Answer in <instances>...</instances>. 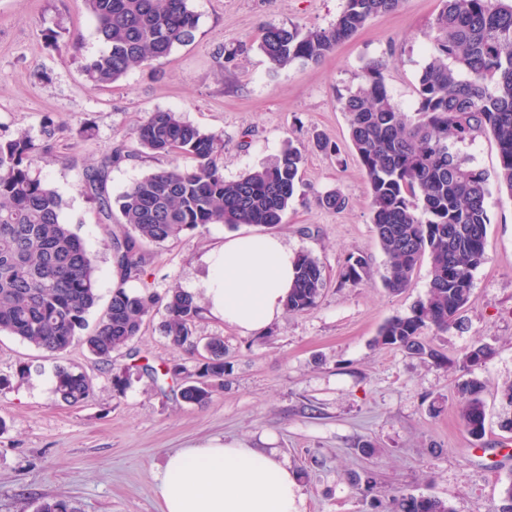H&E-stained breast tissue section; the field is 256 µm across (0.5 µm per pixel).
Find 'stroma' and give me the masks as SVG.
Returning a JSON list of instances; mask_svg holds the SVG:
<instances>
[{"label": "stroma", "mask_w": 512, "mask_h": 512, "mask_svg": "<svg viewBox=\"0 0 512 512\" xmlns=\"http://www.w3.org/2000/svg\"><path fill=\"white\" fill-rule=\"evenodd\" d=\"M345 0H189L197 18L192 42L118 83L92 85L81 65L106 46L81 0H0V133L41 140L46 121L59 128L33 177L63 199L61 218L85 242L98 266L96 323L113 289L106 230L80 190L84 170L111 148L127 157L113 165L107 188L119 196L144 175L191 158L142 154L135 139L148 113L172 110L224 141L223 172L235 180L273 162L286 144L304 155L302 181L283 224L275 227L296 253L325 268L315 308L284 313L263 333L244 335L204 317L195 334L224 340V385L202 405L185 402L183 382L133 372L124 393L111 373L128 366L125 353L99 362L80 344L48 358L31 344L0 333V512H35L47 499L77 512H160L154 473L173 450L213 438L237 439L275 452L296 474L305 512H371L406 491L437 497L453 512H498L512 479V432L500 391L512 383V197L491 190L484 260L475 271L460 326L425 339L442 361L420 359L378 344L380 326L408 314L423 298L429 264L410 288H384L385 261L371 223L369 187L350 148L339 96L364 82V67L382 61L393 102L415 110V87L430 56L431 24L440 0H402L373 18L319 63L273 68L259 51L265 25L326 28ZM227 61L218 64L217 52ZM330 147H316V139ZM340 190L339 211L317 203ZM242 224H211L182 240L148 245L149 262L129 290L165 296L179 288L203 297L207 254L226 236L254 234ZM364 257L370 276L347 282L349 257ZM147 322L135 346L149 365L192 374L200 354L171 346ZM478 344L493 356L473 375L484 384L486 431L463 429L455 397L453 360ZM79 367L92 381L89 400L63 403L53 391L57 364ZM376 474L371 497L357 484Z\"/></svg>", "instance_id": "35a3bbf8"}]
</instances>
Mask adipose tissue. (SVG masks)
Returning a JSON list of instances; mask_svg holds the SVG:
<instances>
[{"instance_id": "adipose-tissue-1", "label": "adipose tissue", "mask_w": 512, "mask_h": 512, "mask_svg": "<svg viewBox=\"0 0 512 512\" xmlns=\"http://www.w3.org/2000/svg\"><path fill=\"white\" fill-rule=\"evenodd\" d=\"M296 253L273 234L225 238L207 257L209 315L242 334L284 314ZM162 512H302L295 474L276 453L209 440L166 455L154 475Z\"/></svg>"}]
</instances>
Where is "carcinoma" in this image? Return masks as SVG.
Listing matches in <instances>:
<instances>
[{"mask_svg": "<svg viewBox=\"0 0 512 512\" xmlns=\"http://www.w3.org/2000/svg\"><path fill=\"white\" fill-rule=\"evenodd\" d=\"M402 0H345L328 28L301 31L295 26L261 30L258 49L276 68L297 60L318 63L361 30L372 18L397 10ZM96 21L107 50L87 59L82 69L98 86L111 85L134 67L167 57L192 41L197 29L188 0H82ZM432 54L418 77V106L413 112L392 101L383 66L370 62L365 82L341 98L352 151L369 186L371 223L386 257L381 280L391 291L410 287L417 266L428 260L431 279L425 296L409 314L388 319L376 342L409 355L436 361L443 357L423 333H442L460 322L481 265L490 219L485 201L489 177L460 155L458 145L480 133L497 143L495 182L512 197V0H441L433 25ZM53 123L38 144L25 133L0 137V333L26 341L49 356L79 342L103 363L112 354L138 352L132 345L142 326L164 310L159 328L177 348L198 351L194 328L203 309L194 295L177 288L164 298L118 287L95 327L87 315L98 302L97 266L83 240L61 220L62 199L30 168L55 137ZM141 149L153 154H182L190 167L156 170L132 183L117 199L106 190L116 149L84 171L81 192L96 205L101 221L112 220L117 204L124 223L108 234L105 247L121 281L141 279L148 262L146 246L177 240L210 224L235 228L251 224L272 228L283 223L294 199L302 152L286 146L277 160L238 180L224 179V145L214 135L172 111H155L136 128ZM321 206L341 210L345 196L330 190ZM368 262H348L346 279L355 284ZM326 286L324 266L301 254L288 294L290 312L315 307ZM205 355L182 397L203 404L224 383V339L211 337ZM476 346L455 365L464 378L455 384L461 425L475 440L485 434L482 382L470 377L490 355ZM54 392L69 405L87 400L90 379L81 371L57 366ZM388 512H451L431 496L398 491Z\"/></svg>", "mask_w": 512, "mask_h": 512, "instance_id": "1", "label": "carcinoma"}]
</instances>
